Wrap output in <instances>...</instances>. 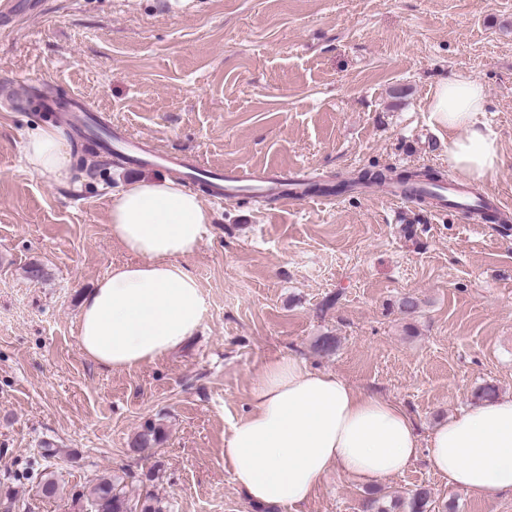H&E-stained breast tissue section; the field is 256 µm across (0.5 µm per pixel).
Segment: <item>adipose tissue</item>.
<instances>
[{"instance_id":"adipose-tissue-1","label":"adipose tissue","mask_w":512,"mask_h":512,"mask_svg":"<svg viewBox=\"0 0 512 512\" xmlns=\"http://www.w3.org/2000/svg\"><path fill=\"white\" fill-rule=\"evenodd\" d=\"M483 83L457 75L436 83L428 110L448 132V165L486 181L504 157L483 121ZM26 170L59 180L69 164L58 128L38 123L24 143ZM211 219L200 192L168 176L146 177L113 194L108 228L135 255L113 267L82 300L83 353L109 369L157 362L199 329L205 301L183 260L199 248ZM250 412L224 439V466L253 502L295 507L333 469L361 484L397 475L428 446L449 486L493 501L512 496V396L470 404L421 440L406 411L295 357L267 364L252 387Z\"/></svg>"}]
</instances>
